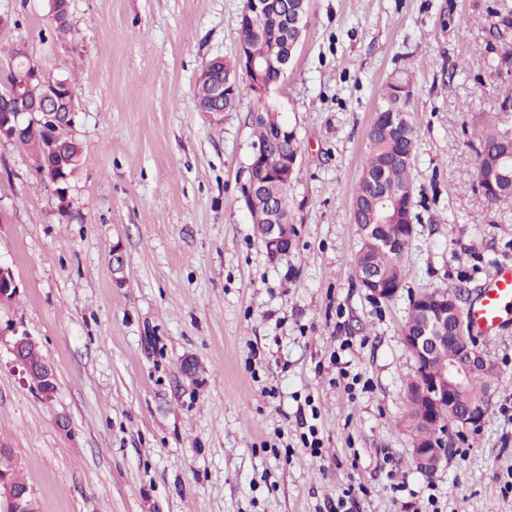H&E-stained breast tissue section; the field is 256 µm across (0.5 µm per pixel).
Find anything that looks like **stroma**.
<instances>
[{
  "instance_id": "1",
  "label": "stroma",
  "mask_w": 512,
  "mask_h": 512,
  "mask_svg": "<svg viewBox=\"0 0 512 512\" xmlns=\"http://www.w3.org/2000/svg\"><path fill=\"white\" fill-rule=\"evenodd\" d=\"M501 0H310L308 28L264 100L214 123L195 85L233 60L244 0H0V61L26 43L71 80L84 157L58 207L30 154L0 144V265L18 292L0 331H27L56 372L52 401L0 341V448L38 512H512V324L478 340L504 383L478 430L430 475L411 457L402 339L412 298L462 307L512 264V200L488 205L475 136L512 77L486 68ZM410 68L414 232L391 300L361 288L351 201L382 87ZM294 130V226L271 259L243 204L251 114ZM120 253L121 269L112 265ZM317 412L319 453L300 413Z\"/></svg>"
}]
</instances>
